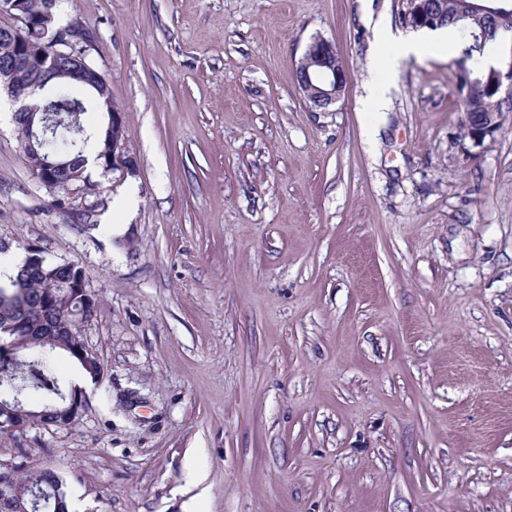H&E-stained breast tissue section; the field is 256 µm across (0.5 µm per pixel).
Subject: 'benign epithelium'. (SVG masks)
<instances>
[{"label": "benign epithelium", "instance_id": "benign-epithelium-1", "mask_svg": "<svg viewBox=\"0 0 512 512\" xmlns=\"http://www.w3.org/2000/svg\"><path fill=\"white\" fill-rule=\"evenodd\" d=\"M428 0H406V9L413 14V29L431 28L439 25L438 12L427 8ZM54 3H44L36 12H18L15 0H0V13L10 16L23 32V38L0 41V94L17 105L13 113V122L26 131L22 139V149L31 156L37 155L39 135L35 128L45 124L47 111H42L32 101L41 97L49 88L50 82L65 80L69 83L93 88L98 92L104 111L108 113V124L104 134L105 148L96 154V160L104 172L119 171L122 176L134 173V165L125 156V128L122 111L112 101V93L105 77L88 59V47L92 42L90 33L81 30L74 23L58 27L52 36H47V28L55 23ZM308 60L298 81V86L311 111H327L336 104L347 81V71L342 64L334 44L316 37L304 52ZM512 82V65L507 73L498 69L489 70L484 88L489 95L500 97L504 80ZM464 128L468 137L480 144L493 133V126L478 119L472 112L464 113ZM85 169H75L68 161H45L41 165L40 183L53 188L66 189L67 195L79 194L83 198L96 197L99 188L84 175ZM24 265L31 275L47 278L40 265L38 247L31 245L26 249ZM74 273L62 284L68 292L61 297H53V302H70L76 310L71 315L69 335L76 337L69 351L76 356L89 371L92 378L100 376L102 368L95 356L78 338L77 325L83 321L77 307L93 301L87 290V277L83 268L73 266ZM38 341L44 345H55L56 330L50 323L30 327L29 332L16 334L0 350V357L9 360L18 357V353L29 344ZM88 408V398L84 392L72 394L53 409L55 424L67 426L82 417ZM46 410L28 409L27 402L20 398L0 403V427L10 431L24 430L32 417L45 414ZM21 466L12 463L0 465V512H29L33 508L36 490H28V497L17 491L16 474Z\"/></svg>", "mask_w": 512, "mask_h": 512}]
</instances>
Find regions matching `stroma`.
I'll return each mask as SVG.
<instances>
[{
	"mask_svg": "<svg viewBox=\"0 0 512 512\" xmlns=\"http://www.w3.org/2000/svg\"><path fill=\"white\" fill-rule=\"evenodd\" d=\"M405 0H57L123 109L137 206L58 208L0 107V242L87 273L103 372L0 431L75 512H512V112L472 146L454 57L365 98ZM320 36L348 81L313 112Z\"/></svg>",
	"mask_w": 512,
	"mask_h": 512,
	"instance_id": "35a3bbf8",
	"label": "stroma"
}]
</instances>
